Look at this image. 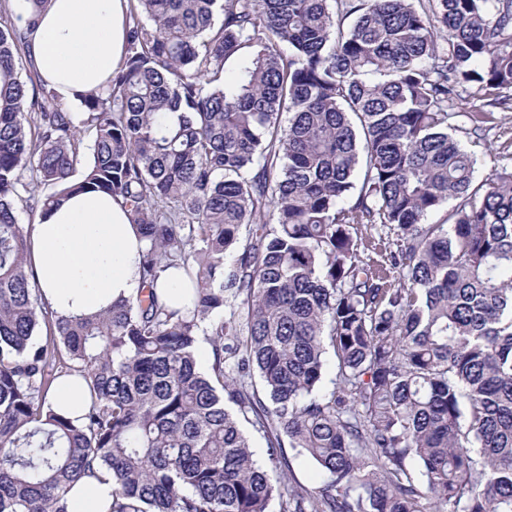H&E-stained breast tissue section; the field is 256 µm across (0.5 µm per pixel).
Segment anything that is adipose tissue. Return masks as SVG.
<instances>
[{
    "instance_id": "obj_1",
    "label": "adipose tissue",
    "mask_w": 512,
    "mask_h": 512,
    "mask_svg": "<svg viewBox=\"0 0 512 512\" xmlns=\"http://www.w3.org/2000/svg\"><path fill=\"white\" fill-rule=\"evenodd\" d=\"M24 46L42 81L63 103L106 88L125 57L129 0H47L33 9L12 0ZM30 260L43 297L58 317L73 319L136 295L144 243L120 201L87 190L51 205L29 226ZM55 411L80 419L88 402L84 379L59 378ZM112 476L100 470L69 492V512H105Z\"/></svg>"
}]
</instances>
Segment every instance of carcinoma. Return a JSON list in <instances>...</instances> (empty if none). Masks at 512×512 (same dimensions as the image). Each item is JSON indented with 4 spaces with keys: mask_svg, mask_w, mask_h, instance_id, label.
I'll list each match as a JSON object with an SVG mask.
<instances>
[{
    "mask_svg": "<svg viewBox=\"0 0 512 512\" xmlns=\"http://www.w3.org/2000/svg\"><path fill=\"white\" fill-rule=\"evenodd\" d=\"M129 2L80 112L0 25V512H68L96 468L106 512H512V170L476 182L448 132L512 90V0ZM85 189L141 229L148 287L56 319L17 206ZM356 224L392 238L381 268ZM170 267L183 308L154 292ZM73 373L78 424L48 404ZM286 444L317 487L284 483Z\"/></svg>",
    "mask_w": 512,
    "mask_h": 512,
    "instance_id": "1",
    "label": "carcinoma"
}]
</instances>
